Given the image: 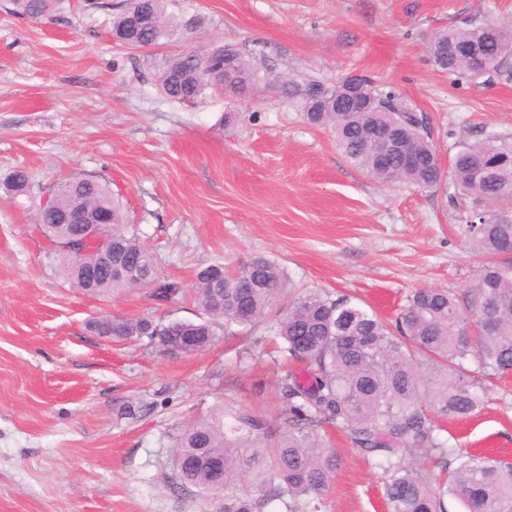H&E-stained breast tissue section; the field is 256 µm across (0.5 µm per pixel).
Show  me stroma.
Listing matches in <instances>:
<instances>
[{
    "label": "stroma",
    "instance_id": "stroma-1",
    "mask_svg": "<svg viewBox=\"0 0 512 512\" xmlns=\"http://www.w3.org/2000/svg\"><path fill=\"white\" fill-rule=\"evenodd\" d=\"M126 3L63 0L38 21L0 9V512H217L216 495L171 484L174 435L218 411L279 423L290 367L259 333L168 356L99 336L94 318L201 321L198 272L256 255L285 268L292 294H351L387 320L413 290L472 284L479 258L447 185L373 182L303 121L289 83L379 80L427 116L445 171L480 130L512 133V57L481 84L429 54L448 27L512 19V0H176L177 20L201 28L148 50L112 38ZM223 45L257 62L254 90L194 105L160 94L163 57ZM18 168L31 182L11 196ZM73 175L111 182L177 294L94 297L65 278L34 214ZM439 423L457 452L512 463V375L489 383L477 413ZM330 438L341 465L326 512H387L381 470Z\"/></svg>",
    "mask_w": 512,
    "mask_h": 512
}]
</instances>
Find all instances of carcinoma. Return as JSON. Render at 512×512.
<instances>
[{
	"label": "carcinoma",
	"mask_w": 512,
	"mask_h": 512,
	"mask_svg": "<svg viewBox=\"0 0 512 512\" xmlns=\"http://www.w3.org/2000/svg\"><path fill=\"white\" fill-rule=\"evenodd\" d=\"M62 0H7L11 13L36 20L56 10ZM169 0H128L112 19V32L130 49L154 47L173 17ZM494 28L498 42L488 41ZM455 41L479 49L491 67L512 55V22L480 19L440 31L430 46ZM441 71L457 78L478 79L467 59H456ZM258 80L257 70L235 50L166 56L157 75L158 88L169 100L194 104L207 93L239 97ZM362 91L373 111L343 107L342 85L325 86V95L303 100L304 119L331 132L350 165L380 184L404 183L430 189L442 180L437 148L427 118L410 108L396 92L370 76H361ZM386 128L400 148L386 150L371 140ZM451 202L465 225L473 250L484 257L473 284L460 295L446 289L421 288L410 293L395 322H387L352 298L310 290L281 309L287 276L274 261L255 256L229 271L221 263L197 274V300L210 320L181 322L176 333L146 318L112 319V338L146 337L162 352L195 353L211 345L215 325L224 332L237 326L261 328L281 341L279 352L303 365L281 382L284 412L278 429L253 412L223 413L195 420L175 435L171 458L173 483L211 493L224 484L219 512H264L278 501L285 512H320L324 492L340 465L322 431L331 426L375 460L382 470L389 512H446L444 497L459 500L466 512H512V466L476 455H458L422 409L428 399L445 416L466 417L481 408L484 388L476 378L512 372V210L488 212L484 204L512 202V135L481 132L463 145L449 172ZM100 215L106 235L120 251L112 257V276L85 289L81 271L66 257L62 270L72 285L89 294L117 293L143 281L154 284L155 297L168 299L176 284L157 277V259L129 229L122 203L110 183L75 176L55 183L35 220L60 243L76 235L66 218ZM155 331H148V324ZM458 461L440 479L414 467L419 458Z\"/></svg>",
	"instance_id": "carcinoma-1"
}]
</instances>
